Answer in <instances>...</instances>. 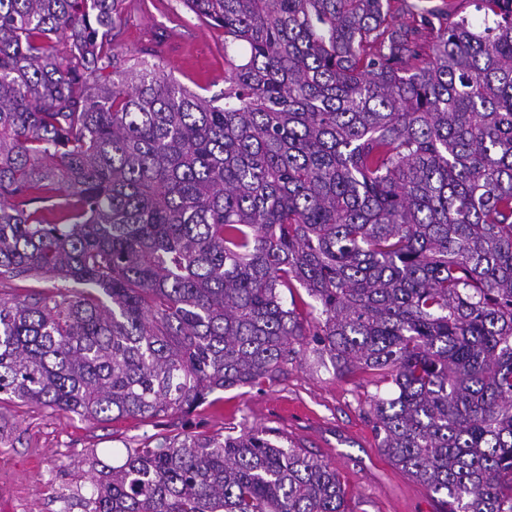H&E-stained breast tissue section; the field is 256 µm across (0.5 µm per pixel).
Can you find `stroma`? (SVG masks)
Masks as SVG:
<instances>
[{
  "label": "stroma",
  "mask_w": 512,
  "mask_h": 512,
  "mask_svg": "<svg viewBox=\"0 0 512 512\" xmlns=\"http://www.w3.org/2000/svg\"><path fill=\"white\" fill-rule=\"evenodd\" d=\"M117 49L143 67L163 63L178 83L206 96L224 90V31L197 20L180 0H141L124 13ZM389 387L364 371L341 375L312 341L259 386L215 394L189 414L159 421H96L10 398L0 401V512H81L72 495L89 490L91 456L119 463L127 449L174 435L239 436L270 430L336 469L354 512H444L438 495L378 448L372 397Z\"/></svg>",
  "instance_id": "stroma-1"
}]
</instances>
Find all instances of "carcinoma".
<instances>
[{
	"label": "carcinoma",
	"instance_id": "1",
	"mask_svg": "<svg viewBox=\"0 0 512 512\" xmlns=\"http://www.w3.org/2000/svg\"><path fill=\"white\" fill-rule=\"evenodd\" d=\"M181 2L220 97L122 64L125 0H0V277L62 282L0 298V393L161 419L310 336L446 512H512V0ZM91 467L83 512H353L261 430ZM282 297L288 308H295L296 312L299 313L303 318H313L318 316L319 311L314 310L312 306H316V303L307 295L303 288H292L288 291L287 288H282ZM294 302V305H293ZM310 312H312L311 315Z\"/></svg>",
	"mask_w": 512,
	"mask_h": 512
}]
</instances>
